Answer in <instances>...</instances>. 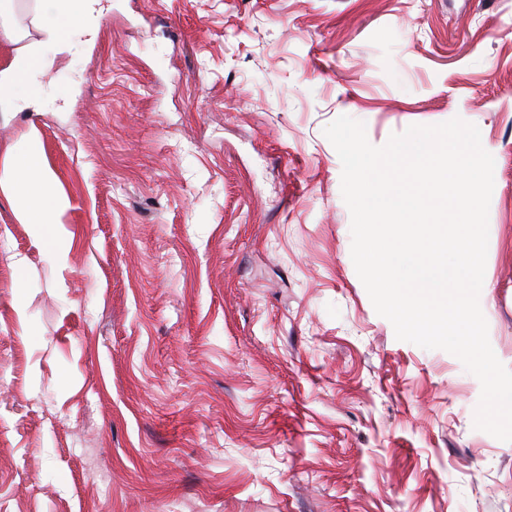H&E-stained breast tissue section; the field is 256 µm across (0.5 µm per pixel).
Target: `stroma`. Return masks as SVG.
<instances>
[{"label":"stroma","instance_id":"stroma-1","mask_svg":"<svg viewBox=\"0 0 512 512\" xmlns=\"http://www.w3.org/2000/svg\"><path fill=\"white\" fill-rule=\"evenodd\" d=\"M111 2L39 110L0 112L1 149L37 128L66 244L0 190V512H512L479 380L357 275L324 134L479 128L512 369V0Z\"/></svg>","mask_w":512,"mask_h":512}]
</instances>
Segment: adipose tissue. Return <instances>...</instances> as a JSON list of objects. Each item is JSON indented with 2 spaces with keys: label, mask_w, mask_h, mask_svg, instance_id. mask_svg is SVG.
Listing matches in <instances>:
<instances>
[{
  "label": "adipose tissue",
  "mask_w": 512,
  "mask_h": 512,
  "mask_svg": "<svg viewBox=\"0 0 512 512\" xmlns=\"http://www.w3.org/2000/svg\"><path fill=\"white\" fill-rule=\"evenodd\" d=\"M33 2L32 23L40 37L32 41L28 29L20 24L19 0H0V37L16 46L12 55L0 59V112L32 106L43 75L57 58L74 43L93 44L100 27L103 8L99 0ZM0 171L9 177L7 188L20 222L35 225L45 248L62 253L56 233L61 217L56 178L42 162L37 135L8 146L0 154Z\"/></svg>",
  "instance_id": "obj_1"
}]
</instances>
